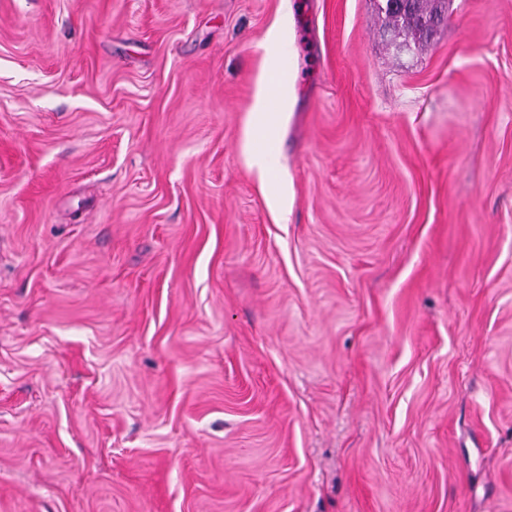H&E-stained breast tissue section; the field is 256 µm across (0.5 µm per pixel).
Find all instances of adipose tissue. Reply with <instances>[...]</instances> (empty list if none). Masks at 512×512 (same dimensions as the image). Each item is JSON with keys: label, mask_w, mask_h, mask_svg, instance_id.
<instances>
[{"label": "adipose tissue", "mask_w": 512, "mask_h": 512, "mask_svg": "<svg viewBox=\"0 0 512 512\" xmlns=\"http://www.w3.org/2000/svg\"><path fill=\"white\" fill-rule=\"evenodd\" d=\"M282 92L281 81L261 77L245 128L244 152L248 165L264 182L273 177L277 166L280 115L273 112L272 102Z\"/></svg>", "instance_id": "obj_1"}]
</instances>
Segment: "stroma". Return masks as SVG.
Masks as SVG:
<instances>
[{"instance_id": "35a3bbf8", "label": "stroma", "mask_w": 512, "mask_h": 512, "mask_svg": "<svg viewBox=\"0 0 512 512\" xmlns=\"http://www.w3.org/2000/svg\"><path fill=\"white\" fill-rule=\"evenodd\" d=\"M0 512H512V0H0ZM379 9L384 11L388 19V26L394 36L397 38L404 35V39L398 45L413 46L414 49H419L431 33L426 28H433L436 25L435 22L430 21L424 28L425 22L435 17L444 16L447 12V5L444 0H413L404 9L393 10L380 7ZM282 92L281 80L262 76L257 83L254 104L245 128L244 152L248 165L262 182L273 177L277 166V134L282 112H272V102Z\"/></svg>"}]
</instances>
